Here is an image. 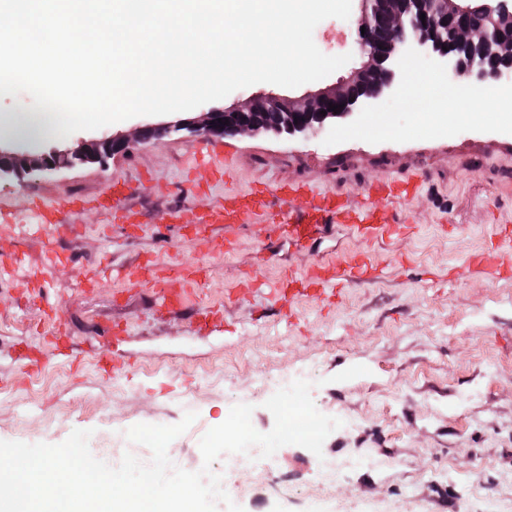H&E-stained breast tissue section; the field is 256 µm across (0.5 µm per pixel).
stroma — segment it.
Listing matches in <instances>:
<instances>
[{"mask_svg": "<svg viewBox=\"0 0 512 512\" xmlns=\"http://www.w3.org/2000/svg\"><path fill=\"white\" fill-rule=\"evenodd\" d=\"M354 36L347 21L322 20L313 31L316 46L328 56H349L348 64L296 88H241L217 107L271 93L300 98L334 84L359 63L351 54ZM470 108L473 121L442 130L425 120L426 95L403 83L314 135H224L229 182L200 195L185 190L199 140L183 131L99 162L0 177V205L23 220L30 197L93 196L116 179L140 184L133 203L143 214L142 224L122 228L106 212L80 214L79 232L66 243L75 261L53 269L41 290L30 276L44 264L42 244L19 243L21 261L0 285V440L59 444L73 430L88 429L89 449L104 462H121L128 452L144 461L150 450L129 442L126 430L174 425L191 412L194 422L168 455L175 466L197 471L202 436L234 405H252L259 432L273 429L266 397L255 392L259 374L317 378L315 406L352 424L331 433L322 448L342 468L323 481L312 452L286 445L264 465L256 487L252 473L216 460L226 492L244 512H494L493 501L511 502L512 276L486 278L469 270L468 259L488 251L494 225L512 218V133L499 130L491 101L476 97ZM376 122L388 135L366 134ZM96 136L80 130L23 139L4 124L0 149L65 153ZM414 175L419 189L392 207L397 222L414 227L405 237L364 241L338 226L296 247L249 223L226 238L191 224L161 231L171 209L210 204L228 187L303 180L347 192L357 204L364 187ZM356 251L376 264L375 280L350 283L325 309L295 298L294 324L281 321L271 287L284 269L302 273ZM147 259L161 281L139 280ZM190 264L205 267L206 279L186 282L184 307L162 311L167 284ZM50 306L66 335H58ZM201 307L222 313L231 335L199 334ZM115 324L124 329L117 345L103 333ZM111 347L115 369L104 375L97 355ZM354 365L368 374L336 381Z\"/></svg>", "mask_w": 512, "mask_h": 512, "instance_id": "1", "label": "stroma"}]
</instances>
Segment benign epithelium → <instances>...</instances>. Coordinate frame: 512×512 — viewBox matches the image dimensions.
<instances>
[{
    "label": "benign epithelium",
    "instance_id": "obj_1",
    "mask_svg": "<svg viewBox=\"0 0 512 512\" xmlns=\"http://www.w3.org/2000/svg\"><path fill=\"white\" fill-rule=\"evenodd\" d=\"M359 15L352 21L358 35L353 49L361 58L359 68L338 84L322 88L302 100L269 97L248 107L209 109L192 123L177 122L162 132L200 134H252L276 129L289 135L316 134L334 116L329 104L341 106V114H354L361 104L380 97L404 78L403 54L431 44L432 52L451 66L453 77H471L482 83L512 82V0H485L483 22L471 26L462 0H359ZM425 19H420V15ZM228 124H223V121ZM144 127L135 136L107 132L67 154L38 155L0 150V174L23 172L37 175L59 165L76 166L91 157L124 153L158 132Z\"/></svg>",
    "mask_w": 512,
    "mask_h": 512
}]
</instances>
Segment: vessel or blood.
Listing matches in <instances>:
<instances>
[{
	"label": "vessel or blood",
	"instance_id": "vessel-or-blood-1",
	"mask_svg": "<svg viewBox=\"0 0 512 512\" xmlns=\"http://www.w3.org/2000/svg\"><path fill=\"white\" fill-rule=\"evenodd\" d=\"M221 152L214 141L206 142L199 150L195 170L201 171L202 181L213 182L224 178V170L213 159ZM419 185L416 177H409L399 184L379 183L364 188L365 202L350 205L344 192H318L304 183H290L276 188L254 187L241 192L225 193L223 200L201 209L185 212L178 208L168 214L169 225L191 222L214 231L232 229L239 224L256 222L266 224L280 237L302 246L327 232L329 225L340 224L363 240L392 239L411 232L408 224L395 223L391 205L408 197ZM137 188L126 180L113 181L96 198L99 207L112 213L117 224H132L137 213L131 205ZM84 206L81 198L71 196L53 202H36L30 209L31 220L25 224L26 232L44 239L47 266L68 261L69 256L60 250L61 238L74 234L76 217ZM376 270L367 253L357 252L348 259L326 261L304 274L286 270L277 281L274 292L282 299L307 297L321 302L334 289L355 281L374 278Z\"/></svg>",
	"mask_w": 512,
	"mask_h": 512
}]
</instances>
